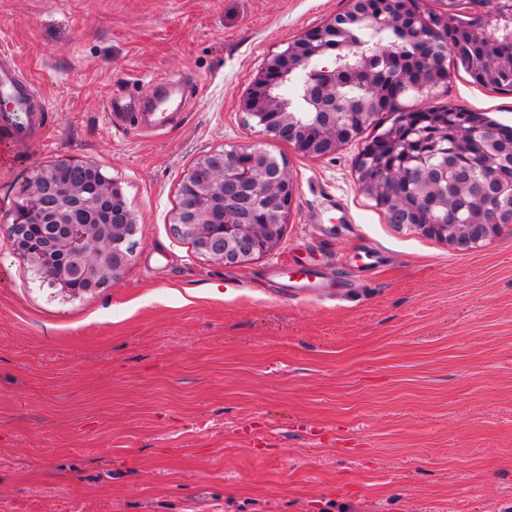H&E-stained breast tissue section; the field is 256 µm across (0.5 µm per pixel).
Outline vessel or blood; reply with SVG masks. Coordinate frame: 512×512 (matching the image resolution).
<instances>
[{
  "mask_svg": "<svg viewBox=\"0 0 512 512\" xmlns=\"http://www.w3.org/2000/svg\"><path fill=\"white\" fill-rule=\"evenodd\" d=\"M32 93L30 83L15 64L0 62V100L9 104L10 109L0 113V134L11 143L20 145L30 138L35 116L28 114L27 107ZM108 121L123 127L132 123L146 126L169 125L179 118L175 112H125L120 103L108 101L106 106Z\"/></svg>",
  "mask_w": 512,
  "mask_h": 512,
  "instance_id": "obj_1",
  "label": "vessel or blood"
}]
</instances>
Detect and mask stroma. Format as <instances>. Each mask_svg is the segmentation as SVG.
Wrapping results in <instances>:
<instances>
[{
  "mask_svg": "<svg viewBox=\"0 0 512 512\" xmlns=\"http://www.w3.org/2000/svg\"><path fill=\"white\" fill-rule=\"evenodd\" d=\"M346 0H0V54L46 125L0 140V512H512V232L460 251L388 223L359 142L307 157L240 102ZM444 102L512 125L456 64ZM179 121L107 123L158 81ZM268 152L296 194L278 248L208 261L174 229L204 157ZM116 181L132 259L71 296L13 255L18 190L60 158ZM321 268L298 294L282 267Z\"/></svg>",
  "mask_w": 512,
  "mask_h": 512,
  "instance_id": "35a3bbf8",
  "label": "stroma"
}]
</instances>
